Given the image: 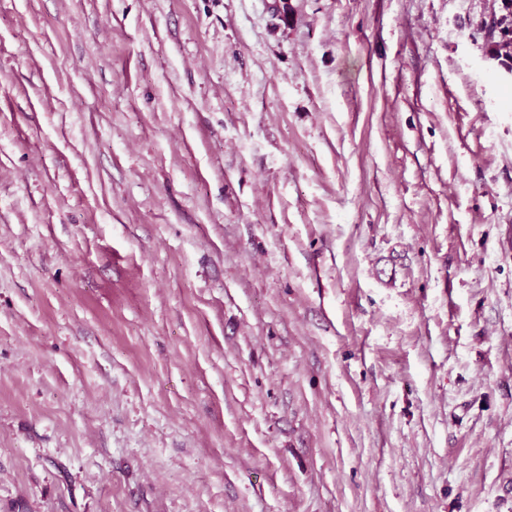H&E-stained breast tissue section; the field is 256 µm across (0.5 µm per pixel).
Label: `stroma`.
<instances>
[{"label":"stroma","mask_w":512,"mask_h":512,"mask_svg":"<svg viewBox=\"0 0 512 512\" xmlns=\"http://www.w3.org/2000/svg\"><path fill=\"white\" fill-rule=\"evenodd\" d=\"M501 0H0V512H512Z\"/></svg>","instance_id":"stroma-1"}]
</instances>
